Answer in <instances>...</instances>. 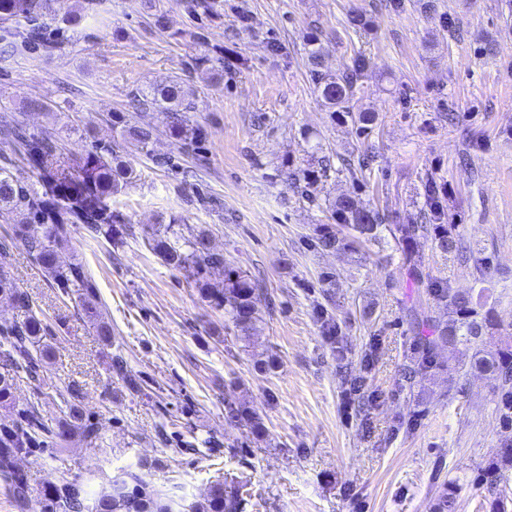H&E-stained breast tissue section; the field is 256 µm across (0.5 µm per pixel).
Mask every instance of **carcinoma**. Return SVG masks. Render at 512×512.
Instances as JSON below:
<instances>
[{"mask_svg":"<svg viewBox=\"0 0 512 512\" xmlns=\"http://www.w3.org/2000/svg\"><path fill=\"white\" fill-rule=\"evenodd\" d=\"M58 0H0V61L7 62L23 51L42 49L52 52L81 15L70 8L54 7ZM323 46L316 32L306 38V56L311 80L325 105L343 120L356 127L358 136L367 138L373 131L375 113L356 112L353 99L365 68L363 57L341 73L321 70ZM136 105H151L167 114L170 137L186 151L197 146L204 130L193 123L187 113L196 110L192 94L183 82L171 79L150 86L136 96ZM123 140L151 154L154 129L150 126L124 124L120 129ZM0 136L12 146L9 153L0 154V211L17 217L15 239L21 241L28 254L41 265L56 288L66 296H74L83 317L108 345L112 325L101 312L96 285L77 261H65L61 255L71 227L81 225L93 237L112 236L113 225L124 223L122 214L112 210V196L122 184L132 178L133 169L119 159L114 146L94 143L86 158L73 175L57 164L59 146L48 135H35L14 119H0ZM20 161L35 173L31 183L20 182L11 173V166ZM369 159L357 161L331 156L321 157L318 166L297 168L288 173L293 191L309 203L315 202V185L338 170L354 180L364 172ZM442 190L429 185L425 191L426 207L406 224H391L388 232L400 251L402 263L409 274L422 277V256L417 242L425 239L443 254L453 255L462 264L473 257L462 241L458 227L445 223L441 203ZM333 223L316 227L318 246L324 250H355L380 240L385 214L365 203L354 191L339 196L329 205ZM149 248L167 266L183 270L192 278L200 296L217 308L236 328L247 334L258 320L255 300L261 291L260 281L242 270L225 266L224 255L211 249L210 236L204 229H191L188 235L174 230L173 224L162 221L147 237ZM11 244L0 243V297H9L24 312L22 322L0 328V406L8 407L14 398L16 378L24 371L36 373V365L52 356L47 343L51 336L48 325L40 318L31 296L17 287L7 271ZM224 268V287L215 288L208 280L214 267ZM427 294L432 314L423 317L420 325L429 335L419 338L414 356L404 368L408 388L430 378L440 369L436 354L440 350L455 351L464 359L458 371L463 375L478 373L491 376L505 391L502 414L504 424L512 422V343L495 350L484 348L485 336L494 329L493 309L486 306L482 294L460 293L446 282H431ZM113 368L130 389L139 382L121 355L112 359ZM46 393L39 392L37 401L25 409L10 426L0 427V475L9 482L14 498H28L26 475L16 467L17 460L34 454L43 444L42 434L55 431L64 440L76 433L93 437L97 433L86 412L76 403L79 390L69 386L55 390L51 398L59 399L60 416L56 427L47 425L38 406ZM224 420L249 427L256 436L263 432L260 416L243 406L232 395L224 397ZM512 469V437L502 442L499 460L492 469ZM44 512H170L164 494L147 491L138 484L136 475L126 472L112 477L109 488L95 501H90L85 487L63 476L49 481L42 493ZM243 486L216 483L211 486L196 512H242ZM438 512H457L458 489L453 483L444 485L438 497Z\"/></svg>","mask_w":512,"mask_h":512,"instance_id":"cac0c4a2","label":"carcinoma"}]
</instances>
